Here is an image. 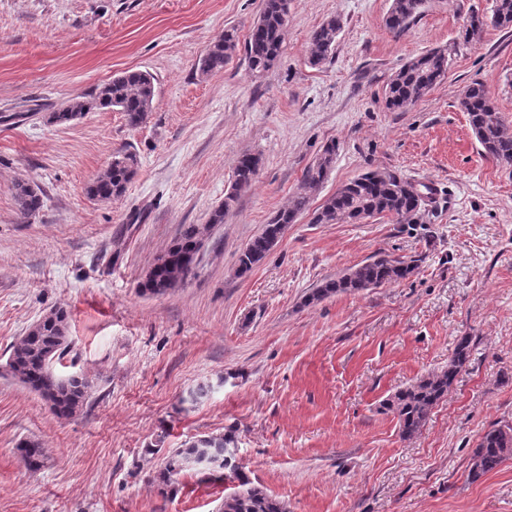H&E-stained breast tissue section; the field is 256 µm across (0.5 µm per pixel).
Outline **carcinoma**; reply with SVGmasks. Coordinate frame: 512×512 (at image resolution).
Listing matches in <instances>:
<instances>
[{
    "instance_id": "carcinoma-1",
    "label": "carcinoma",
    "mask_w": 512,
    "mask_h": 512,
    "mask_svg": "<svg viewBox=\"0 0 512 512\" xmlns=\"http://www.w3.org/2000/svg\"><path fill=\"white\" fill-rule=\"evenodd\" d=\"M290 0H262L259 17L253 23L244 45L249 69L256 75L268 73L279 61L284 32L288 21ZM425 0H392L385 24L391 31L407 32L421 13ZM488 23L495 28H512V0H494ZM341 29L340 20L333 16L312 33L310 43L313 58L325 60L333 54ZM238 50L236 30L227 28L215 39L200 59L203 74L219 72ZM448 50L435 48L405 63L386 85L385 102L391 110L403 109L423 98L448 73ZM154 78L140 71H127L101 85L92 99L74 101L51 113L49 121L63 125L78 119L90 110L116 109L132 128L142 125L153 109ZM467 112L471 129L484 152L497 162L512 166V128L499 115L484 85H468L459 100ZM336 156V144L326 145L310 165L288 207L277 211L240 252L236 273L244 276L265 259L282 237L285 228L309 209L311 199L328 178ZM139 166L137 155L129 150L119 151L112 161L89 183L87 193L99 201L122 196ZM260 158L241 153L233 169V181L207 224H186L176 241L148 268L141 282L142 293L160 295L180 287L193 273L190 254L203 243L209 225L222 224L234 209L242 192L255 182ZM430 187L420 190L406 178L390 171H370L340 186L328 196L313 214L315 224H348L374 217L398 220L417 215L428 205ZM15 199L24 216L38 211L43 204L39 190L31 184L16 185ZM416 269L414 261L377 254L363 264L349 269L341 276L322 282L308 294L305 303L314 304L325 298L347 292L380 288L408 278ZM67 313L61 308L50 310L10 348L7 366L10 374L28 385L50 405L55 414L69 418L88 403L90 392L87 380L72 376L60 378L54 363L65 355ZM470 360V340H459L448 365L441 371L423 377L397 390L382 403V408L397 419L400 435L409 439L425 424L432 409L447 395L457 376ZM234 439L230 435L201 437L184 448H171L154 480L163 494L173 489L175 477L189 469L191 460H203V472H219L224 479L237 482V490L224 496L219 512H288L287 505L276 497L252 485L235 464ZM19 452L25 466L38 470L45 449L35 443H24ZM512 459V425L494 424L481 436L472 450L469 478L476 482Z\"/></svg>"
}]
</instances>
